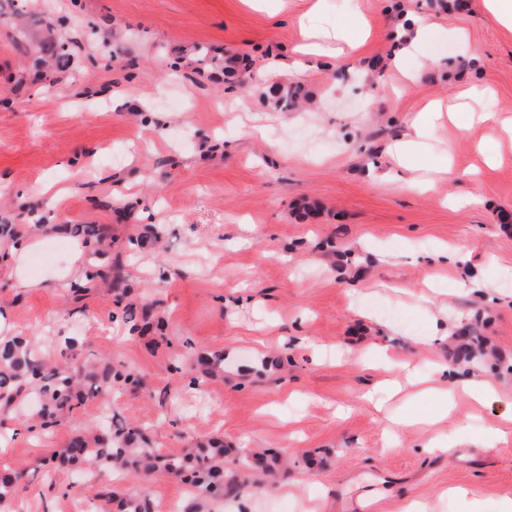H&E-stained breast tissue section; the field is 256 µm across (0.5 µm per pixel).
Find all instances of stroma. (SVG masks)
Segmentation results:
<instances>
[{"mask_svg":"<svg viewBox=\"0 0 512 512\" xmlns=\"http://www.w3.org/2000/svg\"><path fill=\"white\" fill-rule=\"evenodd\" d=\"M441 29L413 54L404 19ZM63 43L60 68L43 47ZM207 48L216 65L198 61ZM302 86L275 106L279 85ZM447 111L410 167L391 156L432 103ZM512 31L483 0H15L0 8V326L51 360L107 356L142 384L88 400L33 437L0 418V469L25 482L13 512H104L105 472L47 482L40 462L93 424L101 404L173 454L220 441L287 458L264 492L212 512H501L512 499ZM425 181L417 193L399 188ZM103 224L134 295L156 301L164 337L129 335L109 282L74 312L88 257L78 238L32 225ZM152 227L133 249L129 237ZM465 242L464 260L432 264ZM481 289H473V281ZM471 327L495 358L459 362L484 405L407 383L453 360ZM223 355L193 380L196 352ZM432 426L386 435L390 418ZM431 439L452 442L428 456ZM462 488L466 498L448 496Z\"/></svg>","mask_w":512,"mask_h":512,"instance_id":"1","label":"stroma"}]
</instances>
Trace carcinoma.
<instances>
[{
  "mask_svg": "<svg viewBox=\"0 0 512 512\" xmlns=\"http://www.w3.org/2000/svg\"><path fill=\"white\" fill-rule=\"evenodd\" d=\"M74 233L86 239L90 255H104L103 243L109 228L97 224H77ZM89 282L108 278L113 287L123 283V275L112 268L103 269L97 264L88 268ZM123 305L122 319L131 334L142 330L137 322L138 311L146 302L129 296L128 292L117 300ZM459 347L458 355L467 360L474 359L482 351V339L470 335ZM76 342L66 337L58 342V359L55 362L39 361L31 351V343L21 336L0 340V402L11 405L29 394L39 398L38 426L48 429L61 423L64 415L82 403L114 387L138 386L141 378L124 370H115L106 364L96 368L82 363L74 354ZM224 356L201 353L187 371L208 376L221 368ZM148 438L144 430L134 423L86 428L75 434L67 447L59 454L45 460L55 468L63 467L70 472L84 474L97 469L112 473H124L134 469L139 482L136 487L122 495L112 491L105 493L107 512H151L149 483L159 476L183 480L198 489L188 512H209V502L222 500L226 496L239 497L245 492L258 493L263 488L248 484L236 475L224 470V446L214 443L208 448L193 446L181 452L161 456L147 448ZM240 463L247 469L267 473L277 468V460L267 459L266 454L249 451L243 454ZM25 480L17 471L0 472V512H11L10 502Z\"/></svg>",
  "mask_w": 512,
  "mask_h": 512,
  "instance_id": "carcinoma-1",
  "label": "carcinoma"
}]
</instances>
